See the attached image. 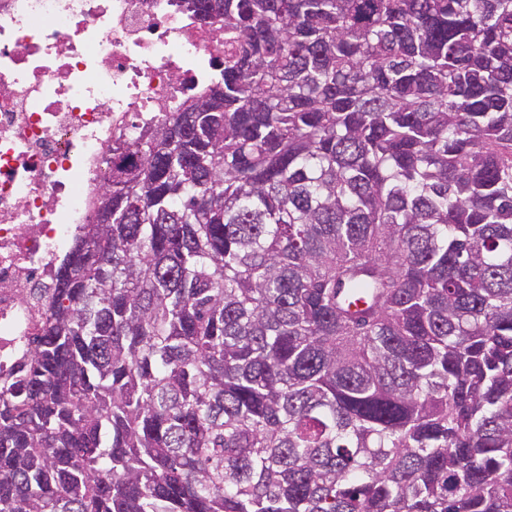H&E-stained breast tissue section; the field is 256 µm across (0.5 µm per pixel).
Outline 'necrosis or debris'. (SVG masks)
<instances>
[{
    "label": "necrosis or debris",
    "mask_w": 512,
    "mask_h": 512,
    "mask_svg": "<svg viewBox=\"0 0 512 512\" xmlns=\"http://www.w3.org/2000/svg\"><path fill=\"white\" fill-rule=\"evenodd\" d=\"M224 21L181 0H0V367L36 332L118 144L204 92Z\"/></svg>",
    "instance_id": "obj_1"
}]
</instances>
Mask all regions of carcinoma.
<instances>
[{
    "label": "carcinoma",
    "instance_id": "1",
    "mask_svg": "<svg viewBox=\"0 0 512 512\" xmlns=\"http://www.w3.org/2000/svg\"><path fill=\"white\" fill-rule=\"evenodd\" d=\"M184 5L224 72L0 376V512H512V0Z\"/></svg>",
    "mask_w": 512,
    "mask_h": 512
}]
</instances>
